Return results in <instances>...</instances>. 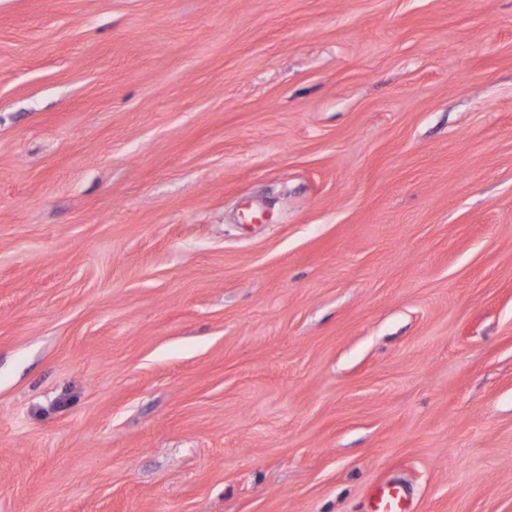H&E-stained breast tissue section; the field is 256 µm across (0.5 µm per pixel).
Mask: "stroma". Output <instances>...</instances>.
<instances>
[{
  "instance_id": "obj_1",
  "label": "stroma",
  "mask_w": 512,
  "mask_h": 512,
  "mask_svg": "<svg viewBox=\"0 0 512 512\" xmlns=\"http://www.w3.org/2000/svg\"><path fill=\"white\" fill-rule=\"evenodd\" d=\"M512 512V0H0V512ZM372 512H407L405 491L397 485H389L376 495Z\"/></svg>"
}]
</instances>
